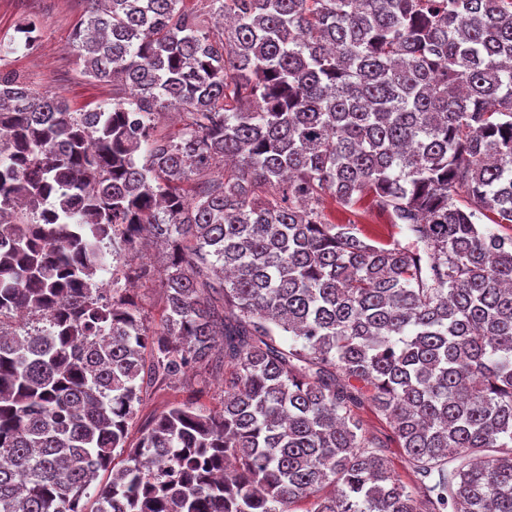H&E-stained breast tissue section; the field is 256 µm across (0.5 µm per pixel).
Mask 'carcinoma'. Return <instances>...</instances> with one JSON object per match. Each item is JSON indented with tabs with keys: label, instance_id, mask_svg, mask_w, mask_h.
<instances>
[{
	"label": "carcinoma",
	"instance_id": "carcinoma-1",
	"mask_svg": "<svg viewBox=\"0 0 512 512\" xmlns=\"http://www.w3.org/2000/svg\"><path fill=\"white\" fill-rule=\"evenodd\" d=\"M184 2L86 0L107 109L0 72V512H512V0ZM146 237L157 327L125 288L155 268L120 263ZM190 367L232 369L221 409L127 446ZM322 207L327 219L335 224H354L362 237L367 236L382 241H404V234L400 227L392 224V219L387 213L375 208L362 206L347 210L330 197L324 199ZM357 413L363 421L364 429L368 436L377 437L387 442L389 448L385 449L391 462L392 470H394L401 479L408 481L410 477L409 472L400 455L397 442L392 438V430L387 421L378 415L368 402L362 404L358 408Z\"/></svg>",
	"mask_w": 512,
	"mask_h": 512
}]
</instances>
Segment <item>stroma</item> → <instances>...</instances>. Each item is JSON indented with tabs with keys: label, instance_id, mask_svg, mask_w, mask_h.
Wrapping results in <instances>:
<instances>
[{
	"label": "stroma",
	"instance_id": "stroma-1",
	"mask_svg": "<svg viewBox=\"0 0 512 512\" xmlns=\"http://www.w3.org/2000/svg\"><path fill=\"white\" fill-rule=\"evenodd\" d=\"M83 0H0V40L9 41L15 26L34 19L39 37L33 49L17 48L0 57V70L11 72L32 83L39 91L65 100L72 109L89 110L110 107L113 90L110 85L92 82L82 73V64L71 47L72 33L83 17ZM323 211L336 224L354 225L360 236L375 240L403 239L400 227L391 217L377 209L362 206L347 210L332 199H324ZM196 398L199 405L219 409L224 401L222 378L204 377L197 369L188 370L180 378L157 383L147 388L139 413L129 427L128 442L136 444L145 421L166 410L171 404ZM368 436L387 441L391 468L401 479L409 472L387 421L370 404L358 410Z\"/></svg>",
	"mask_w": 512,
	"mask_h": 512
}]
</instances>
